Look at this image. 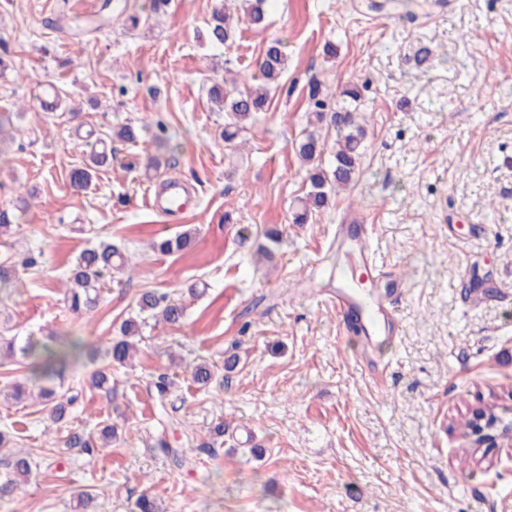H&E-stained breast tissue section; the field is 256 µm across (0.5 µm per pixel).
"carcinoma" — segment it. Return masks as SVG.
Masks as SVG:
<instances>
[{
  "label": "carcinoma",
  "instance_id": "1",
  "mask_svg": "<svg viewBox=\"0 0 512 512\" xmlns=\"http://www.w3.org/2000/svg\"><path fill=\"white\" fill-rule=\"evenodd\" d=\"M238 5L228 6L225 0H217L210 18L206 22L204 38L212 46L233 43L239 24L246 22L254 27L264 24L269 0H237ZM172 0H149V14L127 12V3H112L104 0L102 9H121L133 29L147 23L152 16L167 13ZM287 66V56L282 44L273 40L267 46L258 64L260 83L244 86L242 89H228L227 83H214L209 89V99L214 107L224 113V144L233 148L246 124L254 123L259 115L268 111L269 92L280 85ZM342 104L328 109V90L322 89L320 81H314L309 90L308 130L295 144V152L306 167L309 190L298 199L292 211V223L306 224L313 214L328 206L331 195L349 189L359 174L360 161L366 149L365 129L357 122L356 112L363 102V95L355 85L346 87L340 93ZM327 124L336 130V143L330 151V162L324 161L325 148L318 128ZM115 140L134 143L138 140L139 129L128 123L112 129ZM109 163V157L102 153L90 152L89 162L70 174V185L82 191L92 181L95 169ZM191 235L187 232L174 237H162L152 244V248L162 254L180 252L190 244ZM122 257L116 244L101 240L96 245L84 249L76 258L67 276V301L74 312L91 311L97 303V289L104 277L112 272L126 270V264H114ZM139 312L149 314L157 321L176 325L184 317L185 307L168 294L144 291L139 295ZM141 325L133 318L122 322L118 335L112 338V345L105 353L111 365L125 366L137 352L135 337L140 335ZM11 354H20L26 361L31 374L41 383L39 398L48 407L53 422H61L72 412L79 395L74 390L53 386L51 382L60 377L83 353L84 343L78 337H60V343L52 348L31 336H14L7 342ZM191 378L201 387L209 386L214 380V372L206 363L192 368ZM116 428L104 426L98 437L85 433L69 432L64 441L66 448H79L92 458L99 448L112 444ZM32 475L30 456L26 453H9L4 471L0 472V499L12 497L22 490Z\"/></svg>",
  "mask_w": 512,
  "mask_h": 512
}]
</instances>
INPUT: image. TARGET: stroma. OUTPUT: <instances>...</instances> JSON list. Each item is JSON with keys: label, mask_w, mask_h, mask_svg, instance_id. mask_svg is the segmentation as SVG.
Returning a JSON list of instances; mask_svg holds the SVG:
<instances>
[{"label": "stroma", "mask_w": 512, "mask_h": 512, "mask_svg": "<svg viewBox=\"0 0 512 512\" xmlns=\"http://www.w3.org/2000/svg\"><path fill=\"white\" fill-rule=\"evenodd\" d=\"M102 3L0 0V38L25 68L0 72V112H15L17 129L0 143V206L25 209L0 262L37 260L0 288V337H80L85 356L64 384L83 398L61 428L118 430L90 464L57 446L42 404L0 400V430L33 469L0 512H74L81 490L95 494L96 512H133L145 490L161 512H512V447L460 462L461 421L492 398L499 415L512 410V0H420L411 20L371 0H275L265 27L242 26L219 50L201 38L215 0H174L133 35L119 14L78 40L48 25L60 14L82 23ZM273 40L288 68L268 112L229 150L207 91L226 71L255 75ZM422 43L436 51L431 65L415 62ZM314 77L335 95L366 85L367 150L355 186L295 224L291 206L308 183L294 142ZM49 88L79 116L43 111ZM160 122L170 144L154 138ZM126 123L140 128L138 143L111 141ZM94 149L112 162L73 192L69 174ZM150 155L162 165L147 174ZM171 177L193 201L169 220L143 197ZM355 219L373 225L382 262L404 283L400 335L380 342L375 369L314 295L335 287L338 271L359 274V253L336 248L339 226ZM271 228L282 235L266 263L257 250ZM186 230L188 249H151ZM104 237L132 274L106 280L94 311L74 313L63 280ZM144 291L184 301L183 321L147 320L138 357L112 370L111 394L88 390ZM200 362L217 383H193ZM161 373L173 380L171 428L152 387ZM221 421L216 455L198 451ZM161 438L184 450L188 468L159 452Z\"/></svg>", "instance_id": "stroma-1"}]
</instances>
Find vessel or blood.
I'll list each match as a JSON object with an SVG mask.
<instances>
[{
	"label": "vessel or blood",
	"instance_id": "b4317fda",
	"mask_svg": "<svg viewBox=\"0 0 512 512\" xmlns=\"http://www.w3.org/2000/svg\"><path fill=\"white\" fill-rule=\"evenodd\" d=\"M187 188L183 181L172 178L166 181L163 189L145 198L149 209L163 216H173L185 207ZM356 244L367 280H389V287H375L358 291L352 286H344L325 291V301L333 306L344 324L353 327L360 336L364 350H371L378 337H396L393 296L398 293V279L390 278L373 256L371 225L361 224L357 227Z\"/></svg>",
	"mask_w": 512,
	"mask_h": 512
}]
</instances>
